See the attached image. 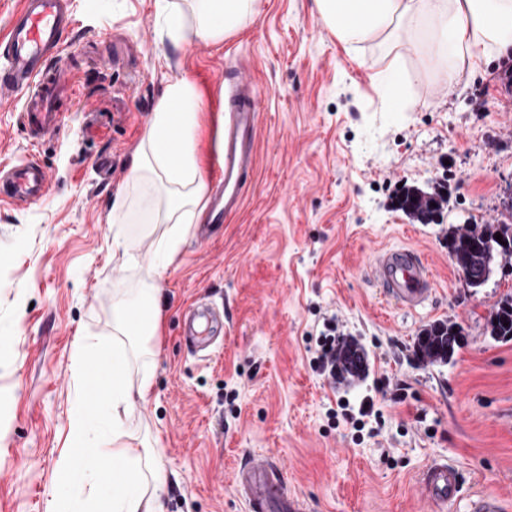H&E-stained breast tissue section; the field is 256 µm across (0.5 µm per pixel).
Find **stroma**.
<instances>
[{
    "label": "stroma",
    "instance_id": "1",
    "mask_svg": "<svg viewBox=\"0 0 512 512\" xmlns=\"http://www.w3.org/2000/svg\"><path fill=\"white\" fill-rule=\"evenodd\" d=\"M63 54L70 94L59 130L30 145L21 102L0 106V164L29 158L51 186L36 204L0 206V512H80L78 490L57 494L58 463L77 446L72 424L88 396L71 372L78 340L153 374L147 398L122 411L125 443L157 449L164 512H244L233 489L240 462L282 459L288 488L312 512H431L416 482L435 459L460 466L450 512L476 493L512 512V340L490 336L512 266L468 287L448 254L449 226L512 219V56L447 81L426 53L378 41L347 51L319 21L314 0H256L254 20L210 44L180 42L162 26V0H74ZM422 77L396 109L381 104L376 73L391 63ZM263 92L257 170L242 210L211 239L185 237L153 271L166 227H124L112 242L110 204L130 184L129 160L168 85L189 78L206 107L200 149L213 161L224 111V66ZM447 181L440 224L392 206L401 185ZM410 245L435 286L413 310L369 279L375 252ZM149 286L162 314L149 344L113 333L112 295ZM230 319L210 356L180 342V317L199 297ZM336 317L365 349L362 381L332 382L309 365L310 339ZM462 326L446 364L420 362L426 325ZM237 390L235 404L224 395ZM375 411L354 428L338 401Z\"/></svg>",
    "mask_w": 512,
    "mask_h": 512
}]
</instances>
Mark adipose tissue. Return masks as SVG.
<instances>
[{
	"label": "adipose tissue",
	"mask_w": 512,
	"mask_h": 512,
	"mask_svg": "<svg viewBox=\"0 0 512 512\" xmlns=\"http://www.w3.org/2000/svg\"><path fill=\"white\" fill-rule=\"evenodd\" d=\"M192 2L188 13L179 5L167 6L164 23L172 39H182L190 31L199 40L218 43L254 15L253 0ZM315 7L324 28L352 51L403 29L420 34L435 61L451 74L493 52L512 55V0H315ZM203 107L188 78L168 86L130 160V179L146 208L136 212L127 193H117L111 203L117 225L114 239H121L122 225L132 221L162 223L167 230L159 252L171 258L191 224L200 219L207 192L197 148ZM139 306L146 315L134 326L129 321L130 303L118 295L112 300L118 332L147 340L155 335L159 322L155 289H141ZM97 370L111 387L116 408L133 397H145L153 387L148 374L137 385L128 383L127 359L119 352ZM158 465L159 457L150 448L105 442L83 446L61 460L59 486L66 491L73 483L81 484L84 512H160L157 491L151 486Z\"/></svg>",
	"instance_id": "ef3b65f1"
}]
</instances>
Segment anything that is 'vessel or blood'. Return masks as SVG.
Listing matches in <instances>:
<instances>
[{
  "instance_id": "vessel-or-blood-1",
  "label": "vessel or blood",
  "mask_w": 512,
  "mask_h": 512,
  "mask_svg": "<svg viewBox=\"0 0 512 512\" xmlns=\"http://www.w3.org/2000/svg\"><path fill=\"white\" fill-rule=\"evenodd\" d=\"M74 25L71 0H23L9 20L6 43L0 48V104L23 99L22 126L30 144H39L61 126L57 100L68 93L69 86L59 63ZM224 80V129L209 203L214 224L223 223L243 205L241 185L256 167L261 112L256 83L231 69L225 71ZM49 187V173L37 160L0 167L1 204L25 207L40 202ZM369 268L382 296L400 307L416 309L433 294L432 272L413 249L378 252ZM199 313L192 306L183 315L180 336L191 349L201 342ZM233 485L245 512H310L306 500L289 494L286 469L279 460H245L235 471ZM419 488L432 504H455L462 490L461 471L451 462L431 461L422 472Z\"/></svg>"
}]
</instances>
